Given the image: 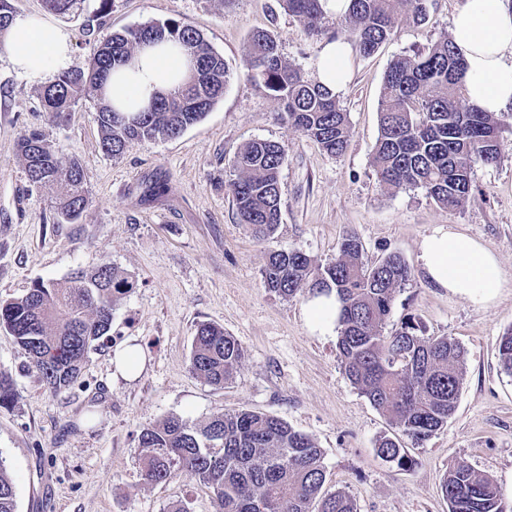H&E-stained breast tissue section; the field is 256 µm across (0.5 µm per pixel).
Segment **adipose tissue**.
Instances as JSON below:
<instances>
[{
    "label": "adipose tissue",
    "mask_w": 512,
    "mask_h": 512,
    "mask_svg": "<svg viewBox=\"0 0 512 512\" xmlns=\"http://www.w3.org/2000/svg\"><path fill=\"white\" fill-rule=\"evenodd\" d=\"M452 40L464 60L468 99L489 112L511 109L512 0H465L453 17ZM7 46L18 76L36 85L52 83L73 59L69 32L37 15L14 19ZM348 57V46L336 40L320 53L316 78L331 93L347 82ZM188 69L184 51L163 40L139 49L130 64L114 71L105 93L119 111L137 112ZM419 260L430 281L476 305L492 301L511 283L494 253L449 226H436L423 238Z\"/></svg>",
    "instance_id": "ef3b65f1"
}]
</instances>
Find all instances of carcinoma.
Here are the masks:
<instances>
[{"instance_id":"obj_1","label":"carcinoma","mask_w":512,"mask_h":512,"mask_svg":"<svg viewBox=\"0 0 512 512\" xmlns=\"http://www.w3.org/2000/svg\"><path fill=\"white\" fill-rule=\"evenodd\" d=\"M299 17L310 35L326 25L321 0H280ZM429 0H350L345 14L355 49L373 53L401 20L426 21ZM15 18L10 0H0V38ZM165 38L180 43L194 68L181 86L152 99L141 111L117 112L102 97L97 121L106 153L118 156L133 141L156 142L179 136L199 122L224 94L229 71L224 58L203 35L179 21L148 22L112 34L94 48L84 69L67 70L41 93L44 111L56 119L101 89L109 72L127 64L137 48ZM247 61L254 77L279 101L281 117L339 156L347 149L350 122L328 89L281 59L275 35L257 30L248 39ZM463 62L445 37L427 52L395 58L386 72L379 104L380 132L371 164L382 185L398 191L421 188L444 209L465 206L472 192L474 164L496 163L501 154L495 113L470 103L460 83ZM28 180L57 187L56 213L69 224L82 219L91 204L81 162L64 165L43 135L29 131L18 140ZM284 150L255 140L232 161L231 189L239 223L258 240L280 224V171ZM398 253L377 261L365 258L359 238L349 233L336 260L318 264L297 250L269 255L264 287L291 299L336 294L339 303L336 349L350 382L415 447L448 423L464 383V351L454 340L424 336L411 317L385 331L397 292L411 280ZM134 282L110 265L77 270L64 280L36 282L26 293L0 301V328L14 337L28 368L50 391L77 382L95 343L109 336L112 311ZM501 369L512 375V329L498 342ZM244 358L242 344L224 328L203 323L190 351V372L222 389L233 382ZM12 373L0 369V407L14 401ZM142 476L151 484L188 472L212 489L216 512H357L354 498L324 489L323 451L306 434L277 416L240 409L218 413L202 424L167 416L141 430ZM376 454L399 468L411 460L389 436ZM448 512H506L497 485L464 462L449 467L442 483ZM0 512H17L12 475L0 460Z\"/></svg>"}]
</instances>
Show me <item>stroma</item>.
Instances as JSON below:
<instances>
[{
	"instance_id": "obj_1",
	"label": "stroma",
	"mask_w": 512,
	"mask_h": 512,
	"mask_svg": "<svg viewBox=\"0 0 512 512\" xmlns=\"http://www.w3.org/2000/svg\"><path fill=\"white\" fill-rule=\"evenodd\" d=\"M11 3L15 15L44 14L68 30L76 69L112 33L171 18L201 32L231 73L200 122L173 139L130 143L115 157L102 148L95 99L53 121L39 86L18 77L0 51V300L104 264L135 283L113 312L110 340L89 352L78 381L60 391L27 370L22 350L0 329V368L15 382L13 404L0 408V458L14 476L18 512H168L174 504L215 512L210 489L194 475L145 483L138 436L169 415L201 423L237 409L272 414L311 437L323 450L326 490L349 493L359 512H448L441 484L456 460L492 479L511 507L512 376L500 368L498 340L512 328V288L474 305L429 282L419 254L424 236L450 225L493 251L512 279V109L498 115L501 160L474 166L462 209L440 208L420 188L388 191L370 164L389 64L450 34L463 0H433L424 24L401 22L372 55L350 53L337 100L351 134L338 157L280 118L279 102L247 66L245 46L254 30H272L283 60L311 78L328 40L348 41L342 18L329 16L325 34L310 37L279 0H112L103 25L91 29L100 0H80L63 16L46 13L42 0ZM30 129L44 134L62 162L82 163L91 207L80 223L57 222L54 186L30 185L17 152ZM255 139L278 143L286 155L280 223L263 241L240 224L230 188L234 157ZM158 178L167 182L165 197L143 199L144 185ZM348 233L369 258L396 252L411 268L389 328L411 316L426 336L451 337L465 352L455 413L424 447L408 448L413 465L406 469L377 456L378 440L399 432L347 379L335 336L311 330L306 298L286 300L263 286L270 253L293 249L325 264ZM203 322L222 326L245 350L234 382L222 389L189 369ZM127 344L146 351L134 380L115 375L111 362Z\"/></svg>"
}]
</instances>
